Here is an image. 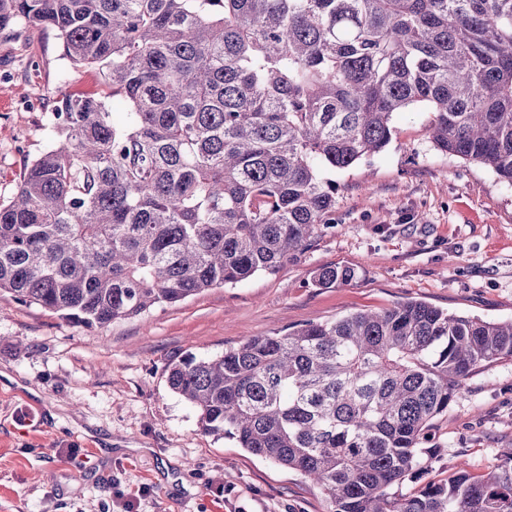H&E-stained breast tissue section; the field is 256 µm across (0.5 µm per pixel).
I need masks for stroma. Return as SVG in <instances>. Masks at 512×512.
<instances>
[{
    "label": "stroma",
    "instance_id": "obj_1",
    "mask_svg": "<svg viewBox=\"0 0 512 512\" xmlns=\"http://www.w3.org/2000/svg\"><path fill=\"white\" fill-rule=\"evenodd\" d=\"M102 82L63 57L55 31H0V202L53 145L57 98ZM430 117L424 105L397 113L385 151L336 173L334 227L277 273L92 328L0 293V512H327L299 473L205 434L167 369L407 300L511 320L512 186L436 150ZM335 264L356 278L314 287ZM425 446L427 482L495 464L512 447V359L469 376Z\"/></svg>",
    "mask_w": 512,
    "mask_h": 512
}]
</instances>
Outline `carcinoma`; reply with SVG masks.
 <instances>
[{
	"instance_id": "carcinoma-1",
	"label": "carcinoma",
	"mask_w": 512,
	"mask_h": 512,
	"mask_svg": "<svg viewBox=\"0 0 512 512\" xmlns=\"http://www.w3.org/2000/svg\"><path fill=\"white\" fill-rule=\"evenodd\" d=\"M19 25L104 77L57 100L55 143L0 204V292L66 321L300 260L334 225L330 175L384 151L414 105L438 150L512 186V0H0V30ZM504 358L512 320L408 300L184 357L168 384L204 433L307 478L329 512H512V448L394 491L428 469L421 440L465 380Z\"/></svg>"
}]
</instances>
